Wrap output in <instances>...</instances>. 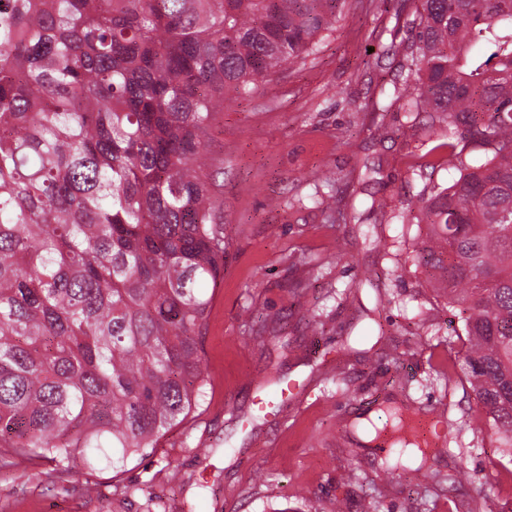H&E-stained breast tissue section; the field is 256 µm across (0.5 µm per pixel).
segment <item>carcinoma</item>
I'll list each match as a JSON object with an SVG mask.
<instances>
[{
    "label": "carcinoma",
    "mask_w": 512,
    "mask_h": 512,
    "mask_svg": "<svg viewBox=\"0 0 512 512\" xmlns=\"http://www.w3.org/2000/svg\"><path fill=\"white\" fill-rule=\"evenodd\" d=\"M0 8V456L122 464L199 403L224 269L209 152L347 0H8ZM383 50L410 123L459 178L421 200L416 258L448 292L460 370L512 447V0H419ZM476 143L489 152L476 160Z\"/></svg>",
    "instance_id": "obj_1"
}]
</instances>
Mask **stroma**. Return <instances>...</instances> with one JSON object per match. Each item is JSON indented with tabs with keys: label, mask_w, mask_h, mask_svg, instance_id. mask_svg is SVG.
Instances as JSON below:
<instances>
[{
	"label": "stroma",
	"mask_w": 512,
	"mask_h": 512,
	"mask_svg": "<svg viewBox=\"0 0 512 512\" xmlns=\"http://www.w3.org/2000/svg\"><path fill=\"white\" fill-rule=\"evenodd\" d=\"M416 7L349 0L311 55L215 122L228 241L198 408L118 468L11 459L0 512H512V458L459 378L462 322L413 260L421 198L458 177L448 134L375 109L379 51ZM421 155L436 169L415 179ZM259 395L276 403L261 416ZM391 413L436 424L420 471L382 473L386 451L353 430Z\"/></svg>",
	"instance_id": "1"
}]
</instances>
